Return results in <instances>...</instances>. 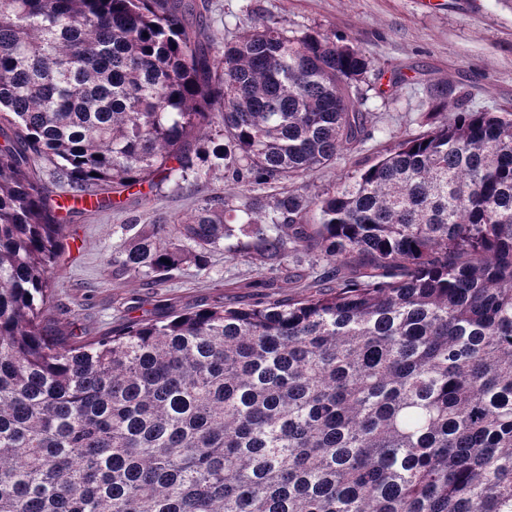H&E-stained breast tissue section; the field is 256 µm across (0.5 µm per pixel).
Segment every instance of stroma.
<instances>
[{"mask_svg": "<svg viewBox=\"0 0 512 512\" xmlns=\"http://www.w3.org/2000/svg\"><path fill=\"white\" fill-rule=\"evenodd\" d=\"M188 22L205 43L223 44L255 23L266 21L301 34L335 33L358 46L383 73L379 94L367 103L370 136L360 150L339 155L334 164L304 181L308 195L336 187L359 164L375 159L398 141L426 129L435 87L465 89L476 109L512 107V0H206ZM405 81L391 85V75ZM243 186L216 170L186 187L169 180L146 197L123 206L75 217L54 273L57 286L46 317L77 336H96L121 322L130 306L151 311L172 303L202 307L217 300H250L253 281L266 277L259 257L236 258L215 251L206 269L184 264L160 282L117 274L113 257L125 246L130 224H171L194 214L221 193L235 197ZM311 256L291 257L274 274L304 286L321 269Z\"/></svg>", "mask_w": 512, "mask_h": 512, "instance_id": "1", "label": "stroma"}]
</instances>
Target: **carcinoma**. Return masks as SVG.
Listing matches in <instances>:
<instances>
[{"instance_id":"obj_1","label":"carcinoma","mask_w":512,"mask_h":512,"mask_svg":"<svg viewBox=\"0 0 512 512\" xmlns=\"http://www.w3.org/2000/svg\"><path fill=\"white\" fill-rule=\"evenodd\" d=\"M192 7L0 0V512H512V112L438 88L428 131L312 197L381 74L265 22L205 46ZM216 168L281 192L128 224L113 262L317 252L316 290L44 318L84 205Z\"/></svg>"}]
</instances>
